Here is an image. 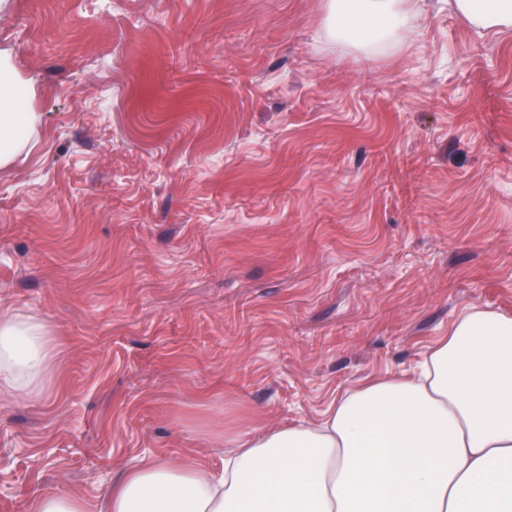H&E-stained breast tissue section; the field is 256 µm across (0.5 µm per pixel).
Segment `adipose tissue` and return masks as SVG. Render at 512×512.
Returning <instances> with one entry per match:
<instances>
[{"instance_id":"adipose-tissue-1","label":"adipose tissue","mask_w":512,"mask_h":512,"mask_svg":"<svg viewBox=\"0 0 512 512\" xmlns=\"http://www.w3.org/2000/svg\"><path fill=\"white\" fill-rule=\"evenodd\" d=\"M477 31H512V0H448ZM413 0H327L325 33L381 51ZM32 88L0 58V169L28 146ZM57 358L39 319L0 310V395L39 397ZM107 512H512V316L462 313L410 374L348 391L315 426L224 439V474L148 461L113 486Z\"/></svg>"}]
</instances>
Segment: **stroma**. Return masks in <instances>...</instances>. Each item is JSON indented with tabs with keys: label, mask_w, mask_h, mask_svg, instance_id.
Wrapping results in <instances>:
<instances>
[{
	"label": "stroma",
	"mask_w": 512,
	"mask_h": 512,
	"mask_svg": "<svg viewBox=\"0 0 512 512\" xmlns=\"http://www.w3.org/2000/svg\"><path fill=\"white\" fill-rule=\"evenodd\" d=\"M421 10L368 55L325 0H11L40 123L0 170V306L58 358L0 396V512H102L145 458L222 471L225 434L512 314V32ZM32 512H86L83 502L76 496L48 491L37 497Z\"/></svg>",
	"instance_id": "1"
}]
</instances>
